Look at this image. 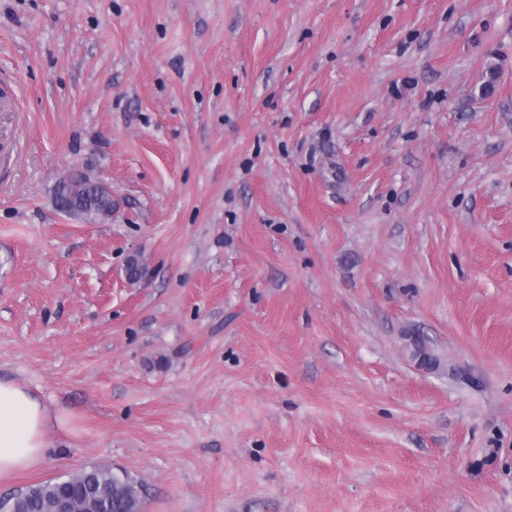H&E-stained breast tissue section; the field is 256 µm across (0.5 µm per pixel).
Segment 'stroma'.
Segmentation results:
<instances>
[{"mask_svg":"<svg viewBox=\"0 0 512 512\" xmlns=\"http://www.w3.org/2000/svg\"><path fill=\"white\" fill-rule=\"evenodd\" d=\"M0 378V498L512 512V0H0ZM55 201L62 210L85 215L112 213V198L101 182L85 176L75 184L65 178L55 188ZM67 431L65 416L22 385L0 380V477L34 468L51 448L48 434ZM66 481L92 493L100 510L88 512H137L141 508L140 484L128 474L114 473L110 467L92 466ZM59 485L58 481H49L30 487L14 499L17 511L55 512Z\"/></svg>","mask_w":512,"mask_h":512,"instance_id":"obj_1","label":"stroma"}]
</instances>
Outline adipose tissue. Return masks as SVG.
Returning <instances> with one entry per match:
<instances>
[{"instance_id": "ef3b65f1", "label": "adipose tissue", "mask_w": 512, "mask_h": 512, "mask_svg": "<svg viewBox=\"0 0 512 512\" xmlns=\"http://www.w3.org/2000/svg\"><path fill=\"white\" fill-rule=\"evenodd\" d=\"M65 416L22 385L0 380V477L40 464L48 434L66 429Z\"/></svg>"}]
</instances>
